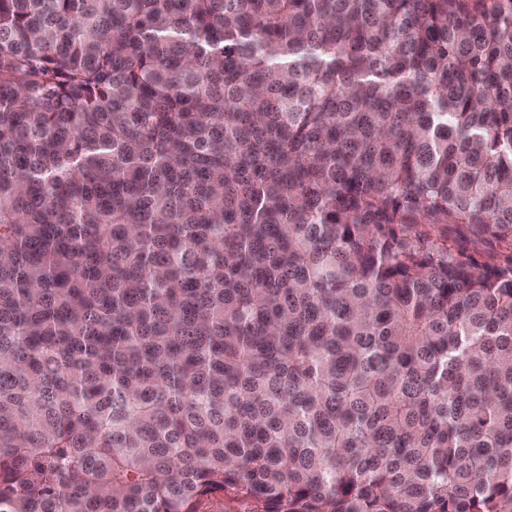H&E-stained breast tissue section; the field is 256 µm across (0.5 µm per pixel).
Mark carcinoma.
<instances>
[{
    "mask_svg": "<svg viewBox=\"0 0 512 512\" xmlns=\"http://www.w3.org/2000/svg\"><path fill=\"white\" fill-rule=\"evenodd\" d=\"M215 494L512 512V0H0V512Z\"/></svg>",
    "mask_w": 512,
    "mask_h": 512,
    "instance_id": "cac0c4a2",
    "label": "carcinoma"
}]
</instances>
